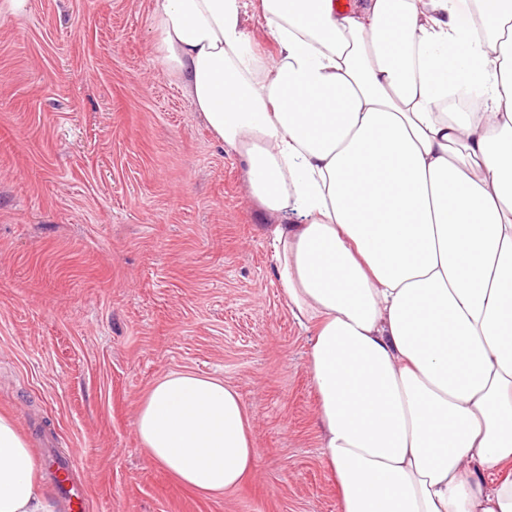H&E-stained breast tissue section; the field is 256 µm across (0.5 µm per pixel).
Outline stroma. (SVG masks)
<instances>
[{"instance_id": "35a3bbf8", "label": "stroma", "mask_w": 512, "mask_h": 512, "mask_svg": "<svg viewBox=\"0 0 512 512\" xmlns=\"http://www.w3.org/2000/svg\"><path fill=\"white\" fill-rule=\"evenodd\" d=\"M152 0H0V413L75 456L87 512H339L305 367L240 157L156 56ZM253 423L256 475L207 496L134 419L171 372Z\"/></svg>"}]
</instances>
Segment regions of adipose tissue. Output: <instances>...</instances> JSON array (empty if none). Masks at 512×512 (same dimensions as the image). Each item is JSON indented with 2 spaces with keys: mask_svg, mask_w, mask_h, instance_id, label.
I'll return each mask as SVG.
<instances>
[{
  "mask_svg": "<svg viewBox=\"0 0 512 512\" xmlns=\"http://www.w3.org/2000/svg\"><path fill=\"white\" fill-rule=\"evenodd\" d=\"M153 22L250 195L297 217L270 230L274 267L340 512H512V0H153ZM452 74L475 90L460 112ZM134 426L202 493L256 467L221 379L162 377ZM0 512H50L7 415ZM244 26L249 35L251 46L260 54L273 55L276 50V43L268 30L258 23L256 18L253 19L249 15L247 18L244 17Z\"/></svg>",
  "mask_w": 512,
  "mask_h": 512,
  "instance_id": "1",
  "label": "adipose tissue"
}]
</instances>
